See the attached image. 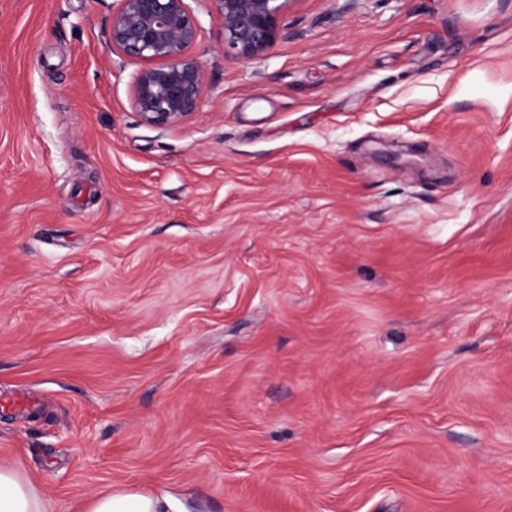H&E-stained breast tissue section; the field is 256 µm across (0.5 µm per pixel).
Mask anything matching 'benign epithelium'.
<instances>
[{"mask_svg":"<svg viewBox=\"0 0 512 512\" xmlns=\"http://www.w3.org/2000/svg\"><path fill=\"white\" fill-rule=\"evenodd\" d=\"M113 54L143 66L133 76L132 107L142 123L165 129L187 121L206 89L194 50L201 28L186 0H117ZM222 19L224 47L242 60L265 53L281 35L279 18L291 0H211Z\"/></svg>","mask_w":512,"mask_h":512,"instance_id":"1","label":"benign epithelium"}]
</instances>
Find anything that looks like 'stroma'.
<instances>
[{"instance_id":"35a3bbf8","label":"stroma","mask_w":512,"mask_h":512,"mask_svg":"<svg viewBox=\"0 0 512 512\" xmlns=\"http://www.w3.org/2000/svg\"><path fill=\"white\" fill-rule=\"evenodd\" d=\"M132 108L115 0H0V462L51 512H512V0H291ZM169 495H156L135 489L100 492L90 497L84 512H177Z\"/></svg>"}]
</instances>
